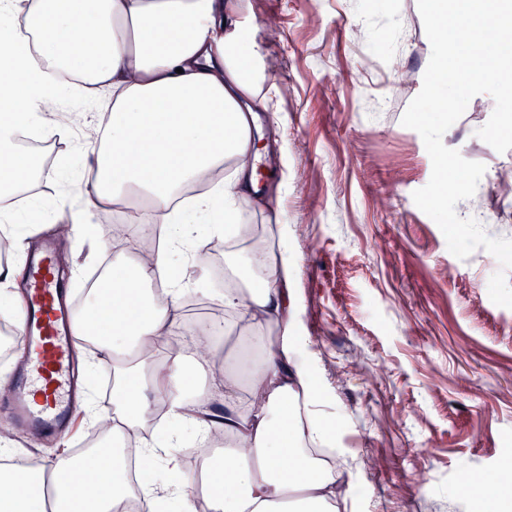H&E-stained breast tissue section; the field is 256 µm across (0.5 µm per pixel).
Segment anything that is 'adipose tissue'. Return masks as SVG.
<instances>
[{"label": "adipose tissue", "instance_id": "adipose-tissue-1", "mask_svg": "<svg viewBox=\"0 0 512 512\" xmlns=\"http://www.w3.org/2000/svg\"><path fill=\"white\" fill-rule=\"evenodd\" d=\"M241 11L242 0H26L19 21L0 0V230L16 237L30 221L9 205L40 169L19 132L33 126L43 139L56 138L59 129L39 112L62 91L78 97L83 83L95 85L87 105L109 111L106 137L90 152L89 176L69 185L87 206L39 219L86 224L94 210L123 202L131 223L164 224L168 232L147 259L136 242L120 244L111 291L89 294L75 315L79 340L93 336L113 354L133 349L139 357L117 381L111 412L88 404L83 412L93 421L109 418L113 433L136 435L164 408L172 428L146 444L144 455L165 472L178 469L171 450L182 429L204 438L223 434L219 462L207 469L210 512H337L348 496L340 475L310 454L335 447L336 435L294 292L298 261L288 217L257 186L261 52ZM218 201L224 221L213 232L240 223L246 211L266 210L279 233L275 247L256 243L241 255L261 279L220 298L255 348L237 365L250 378L247 390L225 384L220 415L186 397L194 370L167 351L187 290L171 275L172 258L199 264L186 221ZM159 278L167 282L161 298L148 291ZM59 470L41 465L21 475L1 464L0 512H116L125 498L117 448L84 457L77 490L61 484Z\"/></svg>", "mask_w": 512, "mask_h": 512}]
</instances>
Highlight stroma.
<instances>
[{
    "mask_svg": "<svg viewBox=\"0 0 512 512\" xmlns=\"http://www.w3.org/2000/svg\"><path fill=\"white\" fill-rule=\"evenodd\" d=\"M240 20L268 66L260 183L288 217L309 352L365 490L350 512H482L459 478L486 475L512 491V309L488 295L496 258L481 248L453 256L412 199L432 173L422 138L401 123L431 55L417 0H248ZM370 50L392 60L371 82L361 69ZM494 106L475 96L443 136L488 179L512 168V149L498 153L476 135ZM56 111L72 135L44 144L32 190L51 212L82 177L76 160L99 121L65 96ZM121 223L97 210L61 239L60 263L95 273L100 239L117 242ZM197 237L214 250L208 263L173 258L191 286L188 330L202 322L189 309L196 287L213 297L225 288L223 237L206 222Z\"/></svg>",
    "mask_w": 512,
    "mask_h": 512,
    "instance_id": "obj_1",
    "label": "stroma"
}]
</instances>
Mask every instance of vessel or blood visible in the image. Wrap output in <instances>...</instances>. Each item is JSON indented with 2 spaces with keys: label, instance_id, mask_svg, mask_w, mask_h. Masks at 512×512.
<instances>
[{
  "label": "vessel or blood",
  "instance_id": "b4317fda",
  "mask_svg": "<svg viewBox=\"0 0 512 512\" xmlns=\"http://www.w3.org/2000/svg\"><path fill=\"white\" fill-rule=\"evenodd\" d=\"M71 298L55 248L44 243L29 257L23 305L24 352L14 390L0 409L23 433L57 437L71 431L80 392L72 362Z\"/></svg>",
  "mask_w": 512,
  "mask_h": 512
}]
</instances>
